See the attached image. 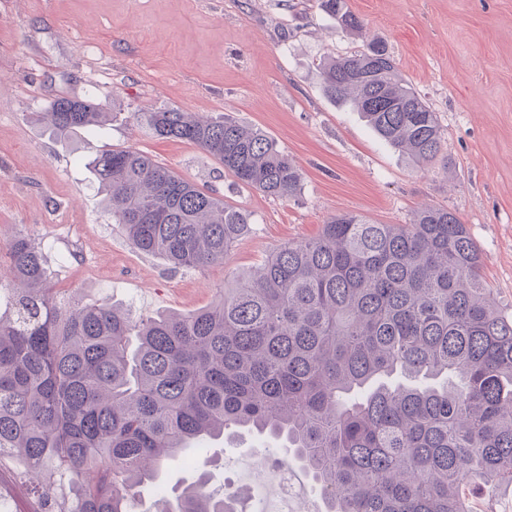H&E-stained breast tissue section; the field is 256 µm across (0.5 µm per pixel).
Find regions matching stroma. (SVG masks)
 <instances>
[{"instance_id":"1","label":"stroma","mask_w":512,"mask_h":512,"mask_svg":"<svg viewBox=\"0 0 512 512\" xmlns=\"http://www.w3.org/2000/svg\"><path fill=\"white\" fill-rule=\"evenodd\" d=\"M321 2L0 0V246L26 234L52 287L146 318L209 305L270 251L317 236L336 215L406 224L442 206L466 225L497 305L512 314V0H346L361 37ZM372 37L438 114L445 141L431 164L414 163L323 90L320 59ZM60 98L98 103L104 129L58 134L42 114ZM172 107L261 130L300 168L298 194L265 195L196 145L154 136L143 113ZM124 147L251 214L223 262L175 269L128 242L90 167ZM284 454L257 436L208 444L141 487L132 512H155L198 467L218 490L241 463Z\"/></svg>"}]
</instances>
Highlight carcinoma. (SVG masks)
Wrapping results in <instances>:
<instances>
[{"label":"carcinoma","mask_w":512,"mask_h":512,"mask_svg":"<svg viewBox=\"0 0 512 512\" xmlns=\"http://www.w3.org/2000/svg\"><path fill=\"white\" fill-rule=\"evenodd\" d=\"M324 10L351 32L345 0ZM326 94L351 102L392 147L428 164L437 113L386 46L319 63ZM61 133L102 127L93 102L44 113ZM159 137L193 143L241 184L297 195L302 173L259 130L178 108L142 113ZM92 170L137 250L203 269L251 216L134 149ZM0 308V462L20 470L28 512H131L141 484L203 438L247 429L285 437L327 512H469L466 490L512 483V315L452 211L408 224L345 213L318 236L271 251L253 272L188 314L134 318L47 285L41 250L8 242ZM156 512H237L201 477Z\"/></svg>","instance_id":"cac0c4a2"}]
</instances>
